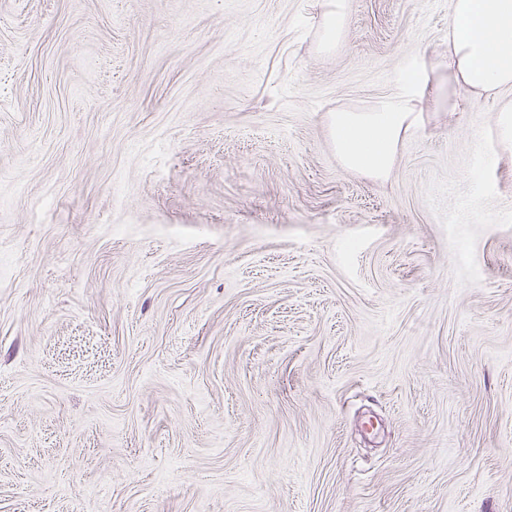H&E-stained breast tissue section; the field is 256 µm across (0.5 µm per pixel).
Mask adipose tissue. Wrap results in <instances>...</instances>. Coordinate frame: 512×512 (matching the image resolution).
<instances>
[{
	"label": "adipose tissue",
	"mask_w": 512,
	"mask_h": 512,
	"mask_svg": "<svg viewBox=\"0 0 512 512\" xmlns=\"http://www.w3.org/2000/svg\"><path fill=\"white\" fill-rule=\"evenodd\" d=\"M442 66L453 87L478 95L512 89V0H451ZM428 81L427 71L418 70L372 106L332 113L333 142L345 168L388 175L399 143L417 124V103Z\"/></svg>",
	"instance_id": "adipose-tissue-1"
}]
</instances>
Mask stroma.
Segmentation results:
<instances>
[{
    "label": "stroma",
    "mask_w": 512,
    "mask_h": 512,
    "mask_svg": "<svg viewBox=\"0 0 512 512\" xmlns=\"http://www.w3.org/2000/svg\"><path fill=\"white\" fill-rule=\"evenodd\" d=\"M450 6L0 0V512H512V91L329 125ZM345 0H327L321 17L322 45L325 50L334 49L341 40L347 23ZM428 81L425 69L415 71L397 91L372 106L331 114L336 154L345 168L376 178L388 175L399 143L417 124V103ZM497 148L501 151L511 152L512 150V101L502 104L497 110Z\"/></svg>",
    "instance_id": "stroma-1"
}]
</instances>
